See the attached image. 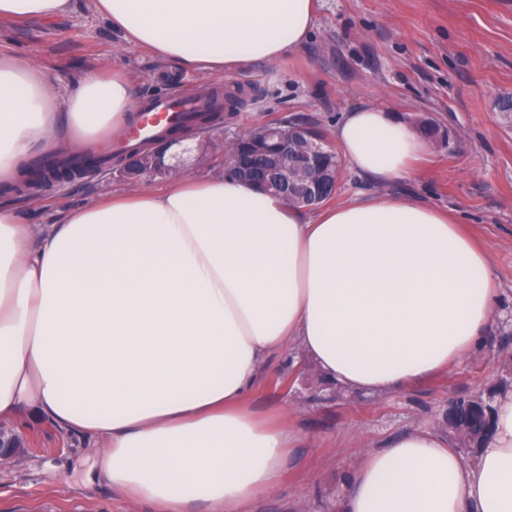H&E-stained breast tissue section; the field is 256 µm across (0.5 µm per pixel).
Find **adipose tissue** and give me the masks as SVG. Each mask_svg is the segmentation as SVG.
<instances>
[{
	"label": "adipose tissue",
	"instance_id": "obj_1",
	"mask_svg": "<svg viewBox=\"0 0 512 512\" xmlns=\"http://www.w3.org/2000/svg\"><path fill=\"white\" fill-rule=\"evenodd\" d=\"M123 41L218 74L308 39L317 0H95ZM70 0H0V19ZM128 74L90 69L57 94L0 53V181L33 153L96 146L132 119ZM334 138L382 193L311 213L220 174L68 209L34 231L0 202V416L35 410L102 442L93 478L163 512H247L297 436L248 393L299 345L336 386L389 394L478 352L499 291L487 246L448 211L390 193L427 140L379 105ZM474 462L417 429L368 450L339 512H512V391Z\"/></svg>",
	"mask_w": 512,
	"mask_h": 512
}]
</instances>
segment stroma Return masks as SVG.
Instances as JSON below:
<instances>
[{
  "label": "stroma",
  "mask_w": 512,
  "mask_h": 512,
  "mask_svg": "<svg viewBox=\"0 0 512 512\" xmlns=\"http://www.w3.org/2000/svg\"><path fill=\"white\" fill-rule=\"evenodd\" d=\"M34 58L57 92L96 66L128 72L138 100L237 81L247 106L213 127L163 145L164 163L191 175L222 172L213 149L225 132L302 119L333 129L342 112L377 104L407 120L431 118L449 147L432 149L417 179L394 193L451 211L492 251L500 296L479 353L432 379L397 392L353 393L330 385L302 349L270 358L249 395L258 411L286 405L297 446L278 489L249 512H334L351 464L391 438L427 428L448 430V405L512 381V125L495 107L512 93V0H320L315 28L298 50L221 75L188 71L126 42L74 0L49 19L0 20V50ZM166 178L138 181L107 169L58 181L34 193L0 186L23 223H53L73 205L132 193ZM19 456L0 465V512H156L87 474L101 448L28 413L0 417Z\"/></svg>",
  "instance_id": "stroma-1"
}]
</instances>
